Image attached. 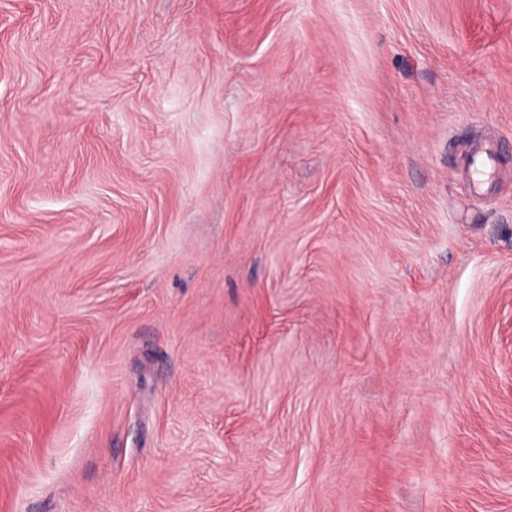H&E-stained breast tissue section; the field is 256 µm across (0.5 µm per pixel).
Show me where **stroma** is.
Segmentation results:
<instances>
[{
	"label": "stroma",
	"mask_w": 512,
	"mask_h": 512,
	"mask_svg": "<svg viewBox=\"0 0 512 512\" xmlns=\"http://www.w3.org/2000/svg\"><path fill=\"white\" fill-rule=\"evenodd\" d=\"M0 512H512V0H0ZM496 145L491 141H480L472 155L471 190L476 194H488L496 169Z\"/></svg>",
	"instance_id": "35a3bbf8"
}]
</instances>
